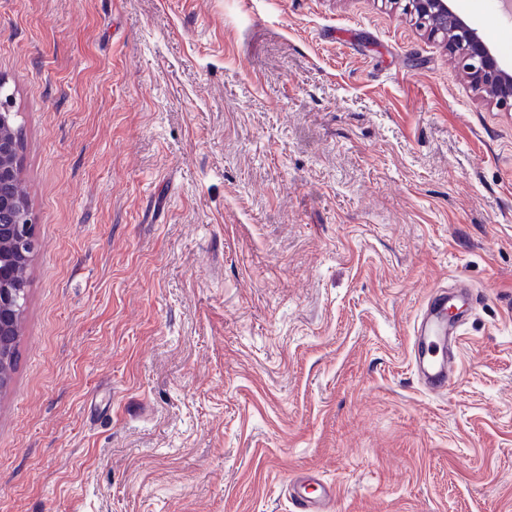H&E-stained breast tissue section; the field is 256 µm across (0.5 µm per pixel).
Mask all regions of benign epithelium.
<instances>
[{
    "mask_svg": "<svg viewBox=\"0 0 512 512\" xmlns=\"http://www.w3.org/2000/svg\"><path fill=\"white\" fill-rule=\"evenodd\" d=\"M420 27L447 40L459 66L478 89L501 109L512 111V70L500 65L482 35L453 9L452 0H394ZM11 97L0 92V184L19 178L20 155ZM0 364L14 360L16 325L26 302V284L9 272L29 261L35 248L28 206L16 196L0 194Z\"/></svg>",
    "mask_w": 512,
    "mask_h": 512,
    "instance_id": "1",
    "label": "benign epithelium"
}]
</instances>
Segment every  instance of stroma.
<instances>
[{
	"mask_svg": "<svg viewBox=\"0 0 512 512\" xmlns=\"http://www.w3.org/2000/svg\"><path fill=\"white\" fill-rule=\"evenodd\" d=\"M490 45L493 0H454ZM36 247L0 512H512V112L388 0H0ZM468 286L442 396L411 362ZM312 481L319 486L317 495L309 492L308 485H305ZM289 487L293 512H329L336 498L332 483L297 477L289 481Z\"/></svg>",
	"mask_w": 512,
	"mask_h": 512,
	"instance_id": "1",
	"label": "stroma"
}]
</instances>
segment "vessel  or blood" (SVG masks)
Instances as JSON below:
<instances>
[{"instance_id":"1","label":"vessel or blood","mask_w":512,"mask_h":512,"mask_svg":"<svg viewBox=\"0 0 512 512\" xmlns=\"http://www.w3.org/2000/svg\"><path fill=\"white\" fill-rule=\"evenodd\" d=\"M455 307L458 314H465V302L450 303L448 293L435 289L422 314L429 328L418 341L416 359L422 373L421 381L427 391L447 392L459 377L461 368V338L457 332V322L449 320L446 311ZM293 512H330L336 498L334 486L320 483L318 493H311L301 478L289 482Z\"/></svg>"}]
</instances>
